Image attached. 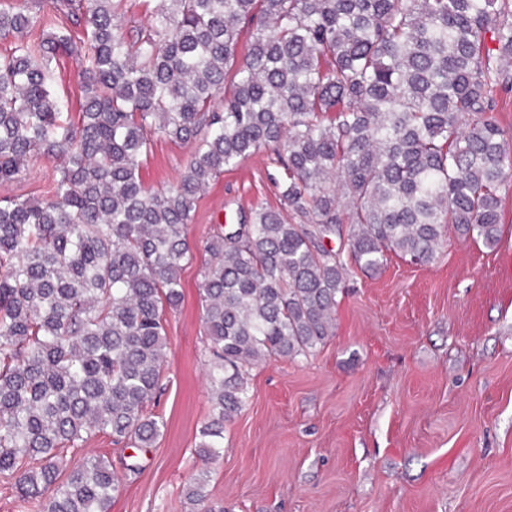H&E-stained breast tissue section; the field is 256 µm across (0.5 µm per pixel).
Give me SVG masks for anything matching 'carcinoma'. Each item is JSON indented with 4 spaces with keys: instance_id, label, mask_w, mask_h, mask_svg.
Masks as SVG:
<instances>
[{
    "instance_id": "1",
    "label": "carcinoma",
    "mask_w": 512,
    "mask_h": 512,
    "mask_svg": "<svg viewBox=\"0 0 512 512\" xmlns=\"http://www.w3.org/2000/svg\"><path fill=\"white\" fill-rule=\"evenodd\" d=\"M140 8L147 25L125 27ZM0 41V183L55 164L50 196L0 204V479L23 512H111L112 454L87 441L160 435L149 407L185 229L224 168L270 151L282 209L218 224L207 244L211 414L186 485L199 512H224L209 464L249 369L332 335L347 264L325 238L350 225L365 270L390 253L430 263L452 232L499 241L512 0H0ZM64 54L76 116L54 91ZM155 136L192 145L161 190L140 176ZM498 110L496 112L500 127L508 139L507 149L510 152L512 163V89L498 94Z\"/></svg>"
}]
</instances>
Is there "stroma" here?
Listing matches in <instances>:
<instances>
[{
    "label": "stroma",
    "mask_w": 512,
    "mask_h": 512,
    "mask_svg": "<svg viewBox=\"0 0 512 512\" xmlns=\"http://www.w3.org/2000/svg\"><path fill=\"white\" fill-rule=\"evenodd\" d=\"M190 145L156 139L141 165L158 190L182 174ZM267 151L200 193L180 272L184 301L167 314L169 345L152 448L110 452L121 490L112 512H192L211 413L200 285L205 244L239 209H279ZM54 165L29 164L0 200L43 199ZM495 247L449 237L434 261L388 255L349 265L334 330L313 356L252 367L248 402L224 425L209 494L226 512H512V185L501 190Z\"/></svg>",
    "instance_id": "obj_1"
}]
</instances>
